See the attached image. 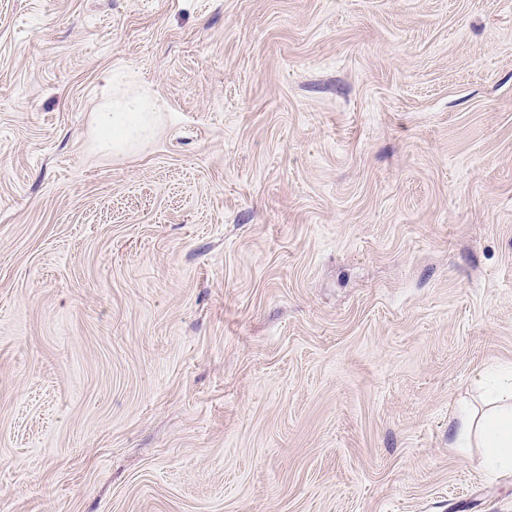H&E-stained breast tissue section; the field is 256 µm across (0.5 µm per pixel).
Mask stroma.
I'll list each match as a JSON object with an SVG mask.
<instances>
[{
  "label": "stroma",
  "mask_w": 512,
  "mask_h": 512,
  "mask_svg": "<svg viewBox=\"0 0 512 512\" xmlns=\"http://www.w3.org/2000/svg\"><path fill=\"white\" fill-rule=\"evenodd\" d=\"M493 363L512 0H0V512H512ZM161 104L148 95L130 91L112 92V106L99 112L98 130L104 150L120 153L150 136ZM488 373L495 382L490 399L482 411L464 410L456 448H468L474 437L484 448L485 467L512 469V363L493 365Z\"/></svg>",
  "instance_id": "35a3bbf8"
}]
</instances>
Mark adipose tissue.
Masks as SVG:
<instances>
[{"mask_svg":"<svg viewBox=\"0 0 512 512\" xmlns=\"http://www.w3.org/2000/svg\"><path fill=\"white\" fill-rule=\"evenodd\" d=\"M161 105L157 99L130 91L113 92L112 105L98 115L100 144L120 153L150 136ZM494 380L490 398L482 411L464 410L457 445L466 448L477 440L483 448V464L490 469H512V363L491 366Z\"/></svg>","mask_w":512,"mask_h":512,"instance_id":"obj_1","label":"adipose tissue"}]
</instances>
